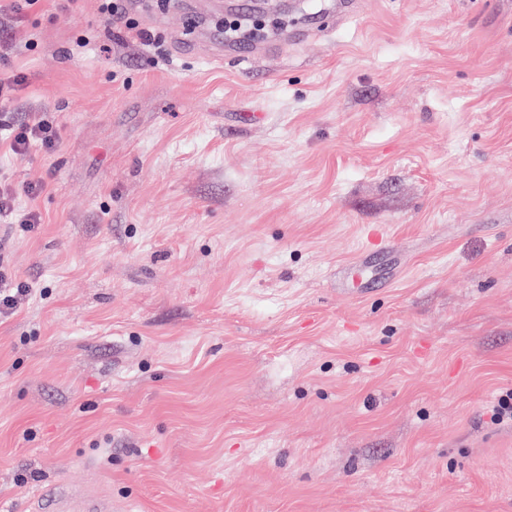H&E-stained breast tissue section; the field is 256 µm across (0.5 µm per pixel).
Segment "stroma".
Segmentation results:
<instances>
[{
    "instance_id": "stroma-1",
    "label": "stroma",
    "mask_w": 512,
    "mask_h": 512,
    "mask_svg": "<svg viewBox=\"0 0 512 512\" xmlns=\"http://www.w3.org/2000/svg\"><path fill=\"white\" fill-rule=\"evenodd\" d=\"M121 2L0 17V503L512 512V0ZM32 118L9 128V146L16 153H24L33 142L39 143L45 152L57 146L59 129L45 113H37ZM44 188L42 181H30L22 187L12 186L11 184H3L0 182V216H15L17 222L13 224H21L22 230L28 233H35L40 224H42V218L40 214L35 210H28L26 212L17 213L13 208L14 197L18 192H24L30 197L38 196ZM0 313L8 314L15 309L21 297L28 295L30 288L0 267ZM38 512H112V501L88 495L82 488L58 483L39 496Z\"/></svg>"
}]
</instances>
